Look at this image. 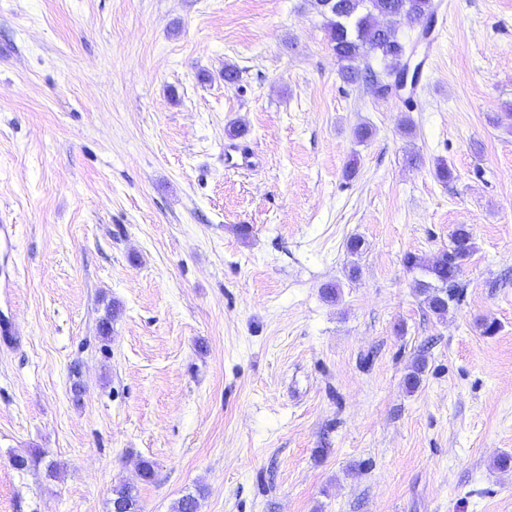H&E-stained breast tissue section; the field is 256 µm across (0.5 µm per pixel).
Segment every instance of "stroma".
Here are the masks:
<instances>
[{"label":"stroma","instance_id":"obj_1","mask_svg":"<svg viewBox=\"0 0 512 512\" xmlns=\"http://www.w3.org/2000/svg\"><path fill=\"white\" fill-rule=\"evenodd\" d=\"M435 3L406 102L311 0H0V512H512V0ZM460 224L439 319L404 257ZM111 506V512H139L137 487L135 485L114 486Z\"/></svg>","mask_w":512,"mask_h":512}]
</instances>
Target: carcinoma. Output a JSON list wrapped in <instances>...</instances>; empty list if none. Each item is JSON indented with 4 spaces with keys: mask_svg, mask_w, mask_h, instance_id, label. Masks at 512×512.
Masks as SVG:
<instances>
[{
    "mask_svg": "<svg viewBox=\"0 0 512 512\" xmlns=\"http://www.w3.org/2000/svg\"><path fill=\"white\" fill-rule=\"evenodd\" d=\"M325 18L329 44L341 63L340 75L349 84L373 77L370 68L361 62L372 54L386 61L387 73L399 68L406 52L404 44L384 27L382 19L399 14L429 25L435 15L432 0H314ZM475 245L473 235L465 224L453 231L451 245L443 250V259L437 264L423 261L408 253L405 265L419 271L414 288L429 311L441 318L448 313L449 303L459 300L460 275ZM111 512H139L136 486L117 485L112 488Z\"/></svg>",
    "mask_w": 512,
    "mask_h": 512,
    "instance_id": "cac0c4a2",
    "label": "carcinoma"
}]
</instances>
